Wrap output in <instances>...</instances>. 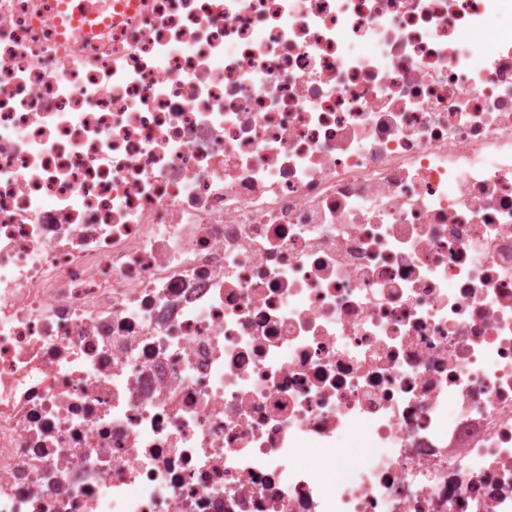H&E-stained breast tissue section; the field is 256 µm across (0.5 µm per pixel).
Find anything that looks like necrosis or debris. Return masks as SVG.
<instances>
[{
    "instance_id": "obj_1",
    "label": "necrosis or debris",
    "mask_w": 512,
    "mask_h": 512,
    "mask_svg": "<svg viewBox=\"0 0 512 512\" xmlns=\"http://www.w3.org/2000/svg\"><path fill=\"white\" fill-rule=\"evenodd\" d=\"M0 0V512H512V0Z\"/></svg>"
}]
</instances>
